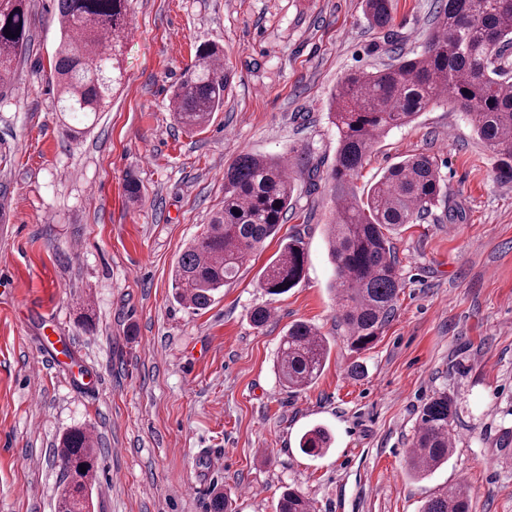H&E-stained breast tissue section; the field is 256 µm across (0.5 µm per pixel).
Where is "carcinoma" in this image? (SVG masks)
<instances>
[{
  "mask_svg": "<svg viewBox=\"0 0 512 512\" xmlns=\"http://www.w3.org/2000/svg\"><path fill=\"white\" fill-rule=\"evenodd\" d=\"M129 0H57L60 41L55 73L61 111L89 121L110 101L122 77L121 42L128 27ZM372 26L392 21L390 0H364ZM29 0H0V88L13 85L14 63L27 45ZM512 45V0H438L432 30L419 53H397L372 72H353L336 86L328 118L336 127V164L329 173L335 218L327 225L339 305V323L355 351L372 344L387 324L402 282L390 232L419 219L441 196L438 166L425 154L405 156L366 190L354 176L370 150L391 129L412 123L431 104L449 100L471 119L478 136L497 156L496 173L512 180V82L503 58ZM223 51L200 50L173 91L171 112L188 130L205 126L224 106ZM306 162L245 154L224 172V207L183 249L172 273L174 298L193 310L209 308L233 280L246 257L284 223L295 192L287 169ZM302 242L291 238L263 271L261 287L279 295L300 280ZM330 355L327 339L297 322L282 337L277 369L291 389L316 382ZM456 405L441 392L422 408L407 460L408 474L424 479L453 454ZM322 426L304 432L299 448L318 456L329 448ZM101 449L84 428H73L56 449L61 478L56 512H91L92 486ZM86 472H81V468ZM300 492L282 495L277 512H311ZM459 484L439 489L421 512H469Z\"/></svg>",
  "mask_w": 512,
  "mask_h": 512,
  "instance_id": "carcinoma-1",
  "label": "carcinoma"
}]
</instances>
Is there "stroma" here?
Masks as SVG:
<instances>
[{"label":"stroma","mask_w":512,"mask_h":512,"mask_svg":"<svg viewBox=\"0 0 512 512\" xmlns=\"http://www.w3.org/2000/svg\"><path fill=\"white\" fill-rule=\"evenodd\" d=\"M436 0H393L371 27L362 0H131L122 85L90 127L64 123L53 79L56 0H31L30 41L0 89V512H54L57 438L93 431L102 455L95 512H276L293 488L313 512H420L465 483L472 512H512V181L465 112L443 100L385 134L364 188L409 154L435 159L441 200L392 235L402 288L370 348L349 347L330 289L327 176L337 134L328 100L392 46L421 50ZM224 49V105L189 131L172 91L198 48ZM305 158L276 237L208 309L178 304L171 269L224 204L244 154ZM141 185L130 201L127 175ZM304 272L262 288L282 239ZM271 311L254 326V308ZM296 322L331 345L318 380L294 391L276 356ZM457 402L455 451L423 480L407 456L423 405ZM326 427L330 448L299 439ZM330 440L327 429L322 426H314L301 436L299 448L308 455L318 456L329 448Z\"/></svg>","instance_id":"35a3bbf8"}]
</instances>
